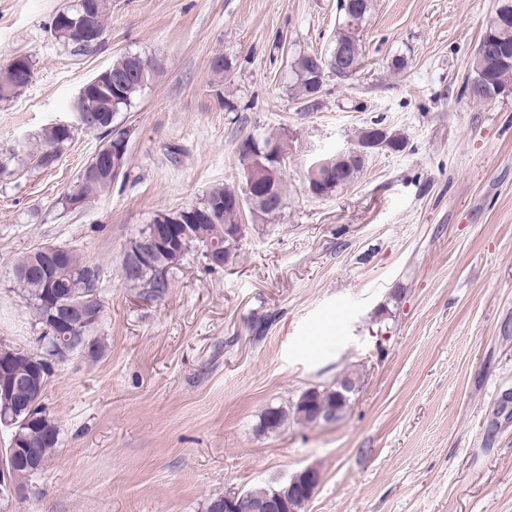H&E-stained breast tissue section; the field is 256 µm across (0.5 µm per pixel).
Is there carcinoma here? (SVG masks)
Returning a JSON list of instances; mask_svg holds the SVG:
<instances>
[{
  "instance_id": "cac0c4a2",
  "label": "carcinoma",
  "mask_w": 512,
  "mask_h": 512,
  "mask_svg": "<svg viewBox=\"0 0 512 512\" xmlns=\"http://www.w3.org/2000/svg\"><path fill=\"white\" fill-rule=\"evenodd\" d=\"M362 2V13L356 15V21L350 23L347 17H342V22L336 29L334 45H348L351 50L350 67L351 76H356L361 69L363 56V42L360 38L362 24L369 11V0ZM495 44L498 48L496 63L489 73L482 72L471 62L472 78L465 82V85L473 86L478 82L484 83L483 89L477 99L490 100L512 88V22L496 23L488 21L481 36ZM161 63L155 59H145L141 56L133 60L129 55L124 54L112 61V75L123 76V83L112 86V98L100 101L98 117L103 124L110 127L114 116L112 112L113 100L121 99L119 102L120 111H125L131 106L136 96L144 90L150 80L151 73L157 72ZM20 65L9 64L4 71L0 72V91L9 96L16 95L27 83L18 76ZM291 70L295 75L294 90L299 100L305 103L315 102L312 97V81L315 79H326L328 74L335 70V55H299L293 59ZM74 133L65 127L54 123L45 128L39 138V150L37 154L38 165L48 169L57 164L60 153L64 146L73 140ZM287 134H270L260 141V146L251 154L254 167L260 168L262 164L269 161L266 150L279 143ZM362 169V164L353 166L342 162H336L333 167L326 171L321 186L326 196L331 195L339 188L351 183ZM112 176L103 174L90 181L76 182L74 188L64 196V202L70 203L73 195L82 198V202L101 195L112 186ZM242 192V188L230 186H218L213 188L206 200L197 210L203 212V220L195 223L189 222L187 214L192 208H185L177 211H158L155 213L152 223L157 224L160 220L168 217L170 223L181 224L186 227V237L183 244L172 254L165 252L160 254L163 263L168 266L180 264L184 257L193 247H202L207 240H211L224 248L227 256L233 255L239 243L236 234L243 230L241 215L235 211V198ZM285 178H280L276 184L275 191L268 197L267 204L259 205L257 220H267L280 213L276 209L279 201L286 199ZM39 256L37 250L33 249L20 257L13 272V287L26 301L35 313L36 319L42 325L50 319V314L56 312L58 301L67 298L73 292H81L86 297L94 295L99 280V269L92 267L83 260L81 255L70 249L64 261L48 266L47 272L40 280H34L28 274V270L38 267ZM97 315L93 316V322L85 327L77 326L70 330L72 344L71 352L75 353L84 350L82 338L93 335L94 329L102 314V305L99 300H94ZM28 352L17 351V362L13 369V378L25 382L29 379ZM41 406L35 411L37 414L36 423L24 428L23 433L38 454L40 467H45L57 452L61 444L60 427L56 419L50 414L44 403V393L37 395ZM349 401L345 400L339 393V388L312 391L301 396V401L294 407V414L297 419L309 423L315 420L319 414L331 416L337 420L346 411ZM288 420V412L279 408H269L262 419L261 426L265 429H278ZM248 497L240 512H269L270 496L272 489L261 487L247 491Z\"/></svg>"
}]
</instances>
